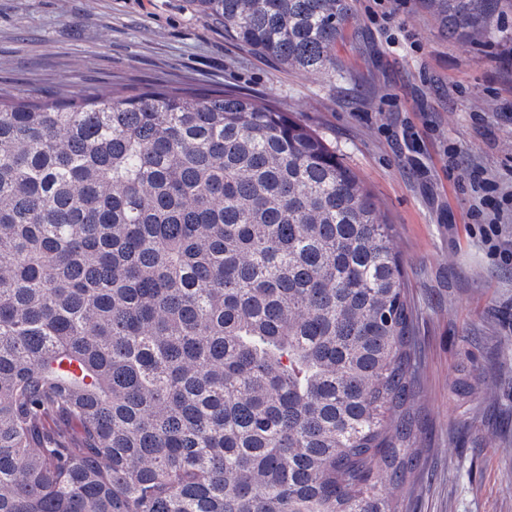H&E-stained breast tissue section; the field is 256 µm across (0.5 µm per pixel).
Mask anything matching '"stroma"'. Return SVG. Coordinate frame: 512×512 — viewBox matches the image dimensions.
Wrapping results in <instances>:
<instances>
[{
	"label": "stroma",
	"mask_w": 512,
	"mask_h": 512,
	"mask_svg": "<svg viewBox=\"0 0 512 512\" xmlns=\"http://www.w3.org/2000/svg\"><path fill=\"white\" fill-rule=\"evenodd\" d=\"M350 4L331 76L255 55L193 0H0V99L232 88L322 135L376 195L407 271L421 457L405 512H512V268L470 227L460 171L512 161V40L449 39L423 0Z\"/></svg>",
	"instance_id": "1"
}]
</instances>
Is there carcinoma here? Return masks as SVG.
Instances as JSON below:
<instances>
[{"instance_id": "obj_1", "label": "carcinoma", "mask_w": 512, "mask_h": 512, "mask_svg": "<svg viewBox=\"0 0 512 512\" xmlns=\"http://www.w3.org/2000/svg\"><path fill=\"white\" fill-rule=\"evenodd\" d=\"M336 70L348 0H196ZM490 45L512 0H423ZM406 276L375 194L232 90L0 104V512H400Z\"/></svg>"}]
</instances>
